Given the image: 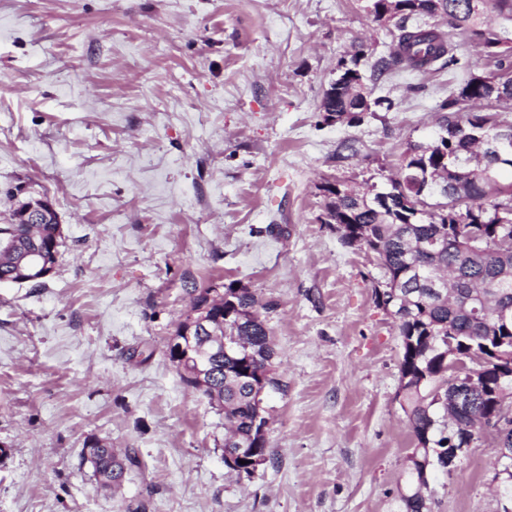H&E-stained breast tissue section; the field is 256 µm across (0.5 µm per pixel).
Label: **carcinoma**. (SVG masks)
Returning a JSON list of instances; mask_svg holds the SVG:
<instances>
[{
    "label": "carcinoma",
    "instance_id": "obj_1",
    "mask_svg": "<svg viewBox=\"0 0 512 512\" xmlns=\"http://www.w3.org/2000/svg\"><path fill=\"white\" fill-rule=\"evenodd\" d=\"M378 21L393 23L394 45L389 56L379 58L372 71L383 77L392 66L413 70L440 64L468 69L474 63L458 53L452 30L461 29L491 58L495 71L472 75L458 95L442 102L439 134L431 141L407 143L395 177L381 190L361 191L341 181L322 186L327 198V223L347 245H359L377 255L385 280L395 288L373 291L378 306L396 310L402 339L400 363L401 408L417 440L412 467L405 475L406 493L396 512H430L427 473L451 471L439 451L448 447V431L474 427V418L492 408L498 372L506 365L486 353L485 382L470 393L471 411L448 403V337L478 349L509 331L495 320L502 302L512 305V249L491 251L486 240L496 232L501 215L512 213V181H488L484 172L498 159L487 143L499 132L512 131L496 108L512 103V0H372ZM364 48L324 92L320 110L338 118L361 114L382 103L369 99L358 63ZM448 189V207L433 201V187ZM18 208L0 224V283L18 278L17 263L32 241L53 240L55 224H17ZM224 313L229 342L237 348L214 359L209 401L224 404V440L248 444L251 456L266 459V410L254 388L283 391L274 369L275 351L270 328L257 308V300L244 287L224 286ZM100 483L119 485L126 471L140 464L136 451L121 455L105 444L86 454Z\"/></svg>",
    "mask_w": 512,
    "mask_h": 512
}]
</instances>
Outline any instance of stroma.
<instances>
[{
	"mask_svg": "<svg viewBox=\"0 0 512 512\" xmlns=\"http://www.w3.org/2000/svg\"><path fill=\"white\" fill-rule=\"evenodd\" d=\"M392 24L370 0H0V218L50 194L43 285L0 284V512H392L416 446L383 271L324 223L325 182L383 184L438 129L461 72L371 83L361 122L324 91ZM255 295L286 386L267 460L224 465V413L167 345L191 288ZM136 449L101 487L89 440ZM485 439L430 479L431 512H504Z\"/></svg>",
	"mask_w": 512,
	"mask_h": 512,
	"instance_id": "obj_1",
	"label": "stroma"
}]
</instances>
